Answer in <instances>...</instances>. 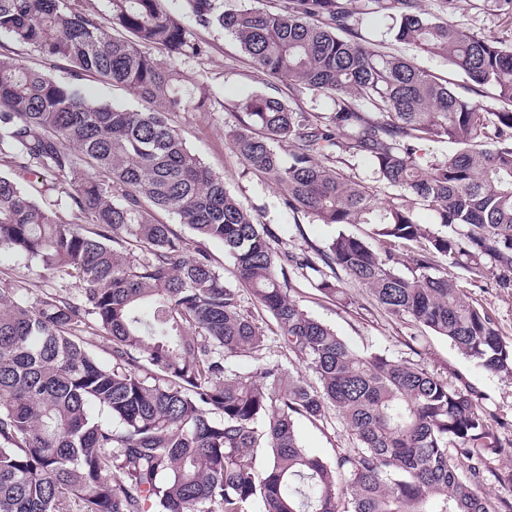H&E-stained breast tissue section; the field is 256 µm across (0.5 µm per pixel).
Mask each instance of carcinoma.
Listing matches in <instances>:
<instances>
[{
  "mask_svg": "<svg viewBox=\"0 0 512 512\" xmlns=\"http://www.w3.org/2000/svg\"><path fill=\"white\" fill-rule=\"evenodd\" d=\"M107 2L100 14L75 0H0V33L70 74L56 81L0 57V250L55 285L33 300L0 286V512H512L480 491L488 458L512 448L473 395L409 361L353 352L291 295L292 275L308 271L315 288L338 293L339 268L390 314L512 378L495 314L466 301L437 263L475 282L493 274L512 291V45L433 21L420 0H278L273 11L183 0L266 76L333 101L332 112H307L255 93L228 133L251 169L283 187L288 210L379 225V249L338 233L318 253L327 274L307 253L275 252V229L171 125L176 112L209 109L206 87L182 83L175 67L202 55L201 42L163 0ZM383 11L395 41L443 58L474 92L491 88L499 108L472 104L364 35L359 17ZM89 74L144 108L88 100L79 81ZM430 142L448 150L419 154ZM343 155L369 160L376 182L408 203L376 206L363 181L336 169ZM418 206L442 230L419 223ZM203 240L224 244L280 348L316 385L279 363L236 365L262 361L267 337ZM406 242L417 247L402 257ZM331 410L359 442L332 464L295 424Z\"/></svg>",
  "mask_w": 512,
  "mask_h": 512,
  "instance_id": "cac0c4a2",
  "label": "carcinoma"
}]
</instances>
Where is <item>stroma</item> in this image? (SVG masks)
I'll return each mask as SVG.
<instances>
[{"label": "stroma", "mask_w": 512, "mask_h": 512, "mask_svg": "<svg viewBox=\"0 0 512 512\" xmlns=\"http://www.w3.org/2000/svg\"><path fill=\"white\" fill-rule=\"evenodd\" d=\"M165 7L191 26L196 39L203 43L204 55L181 60L178 68L185 83L204 84L212 100L209 111L179 112L173 115L172 123L203 164L223 179L225 188L239 204L261 223L273 225L278 232L273 243L275 251L321 250L342 229L371 246H379L375 225L349 224L341 229L334 224L317 223L304 212L288 210L282 203L280 187L267 176L250 170L233 152L226 136L242 117L241 101L251 94H271L293 107L324 113L333 111L332 101L269 80L255 69L230 33L194 25L183 10L182 0H165ZM450 19L477 34L512 42V9L505 8L502 0H455ZM364 24L374 37L386 39L389 52L408 58L450 82L461 96L473 103L489 110L495 108L490 90L471 91L464 78L449 69L443 59L392 40L393 20L389 13L369 15ZM448 274L461 283L467 301L495 310L500 330L506 339L512 340V294L503 293L490 276L479 283H470L468 272L459 266L449 268ZM5 280L20 283L32 298L49 289L48 280L36 268L25 266L12 253L0 251V281ZM292 283L296 299L308 314L335 330L352 350L411 361L447 377L452 387L474 392L480 407L493 415L501 439L512 442V379L485 371L462 356L446 338L416 326L410 319L389 315L367 288L348 277H340V291L333 297L312 288L302 276L293 277ZM297 428L304 446L328 461L334 460L337 451H351L357 446L343 420L333 413L317 425L298 420Z\"/></svg>", "instance_id": "35a3bbf8"}]
</instances>
